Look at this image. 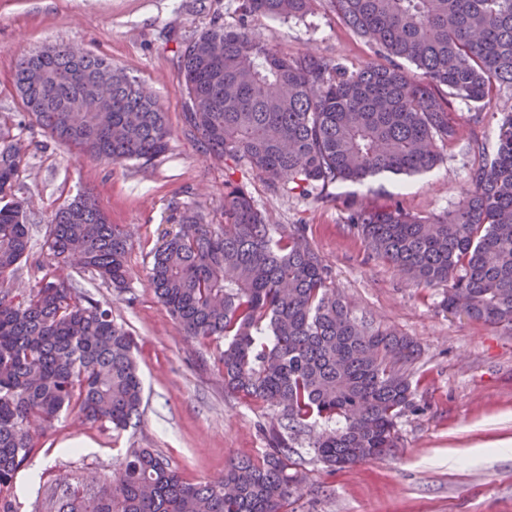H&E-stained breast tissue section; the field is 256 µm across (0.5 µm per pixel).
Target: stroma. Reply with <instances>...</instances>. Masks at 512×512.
Wrapping results in <instances>:
<instances>
[{
  "mask_svg": "<svg viewBox=\"0 0 512 512\" xmlns=\"http://www.w3.org/2000/svg\"><path fill=\"white\" fill-rule=\"evenodd\" d=\"M237 6L238 0H0V113L12 114L13 133L26 153L16 194L29 203L31 228L30 259L18 283L25 287L35 279L52 213L65 200L93 192L112 223L133 233L128 287L114 291L86 269L72 267L68 274L85 296L110 302L114 319L134 334L144 385L141 420L128 431L84 424L71 414L55 421L16 475L19 512H34L38 487L49 486L60 471L112 477L131 448L157 450L193 483L221 476L231 460H259L267 451L264 431L277 425L276 411L226 393L216 347L184 336L147 285L150 253L173 230L168 217L174 204L221 219L224 164L206 158L182 130L174 50L177 39L212 22L237 24ZM249 27L291 55L313 46L352 69L375 56L330 0L299 19L255 16ZM52 45L83 48L137 76L167 114L173 131L168 153L148 164L93 162L32 123L13 92L15 61ZM502 104L499 96L482 107L449 97V118L462 134L441 146L434 169L339 184L318 201L292 191L271 194L246 165L238 166L235 180L247 185L259 208L271 209L274 223L306 225L312 247L357 315L421 347L412 367L420 409L399 419L397 447L331 470L306 444L297 445L303 481L288 512H512V329L443 311L440 290L416 285L370 257L350 230L346 209L350 203L383 209L397 201L415 215L453 208L471 171L496 150Z\"/></svg>",
  "mask_w": 512,
  "mask_h": 512,
  "instance_id": "obj_1",
  "label": "stroma"
}]
</instances>
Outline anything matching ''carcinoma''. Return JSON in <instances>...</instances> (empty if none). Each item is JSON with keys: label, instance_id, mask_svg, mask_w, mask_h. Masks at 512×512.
I'll return each mask as SVG.
<instances>
[{"label": "carcinoma", "instance_id": "obj_1", "mask_svg": "<svg viewBox=\"0 0 512 512\" xmlns=\"http://www.w3.org/2000/svg\"><path fill=\"white\" fill-rule=\"evenodd\" d=\"M317 2L239 0L238 24L215 21L177 42L183 132L225 168L247 164L274 193L319 200L337 183L426 171L441 159L438 143L459 138L447 95L480 104L495 88L512 92V0H330L382 58L356 70L313 47L288 55L250 32L253 16L300 18ZM13 86L37 126L92 160L148 163L169 148L158 101L102 57L76 58L66 45L22 54ZM12 127L0 114L1 200L24 158ZM348 211L370 254L443 288L444 309L462 295L470 320L512 327V109L495 154L451 210ZM220 215L215 224L173 207L178 230L151 252L148 285L186 337L216 345L225 391L279 414V427L264 430L269 451L191 483L161 453L131 448L109 482L80 472L55 479L44 512H287L301 437L317 461L342 469L386 455L398 419L418 409L407 367L419 346L353 313L306 225L272 223L231 179ZM129 245L96 196L81 194L52 216L42 276L20 298L27 205H0V512H17L16 474L61 414L116 432L140 420L133 334L58 273L75 260L121 291Z\"/></svg>", "mask_w": 512, "mask_h": 512}]
</instances>
